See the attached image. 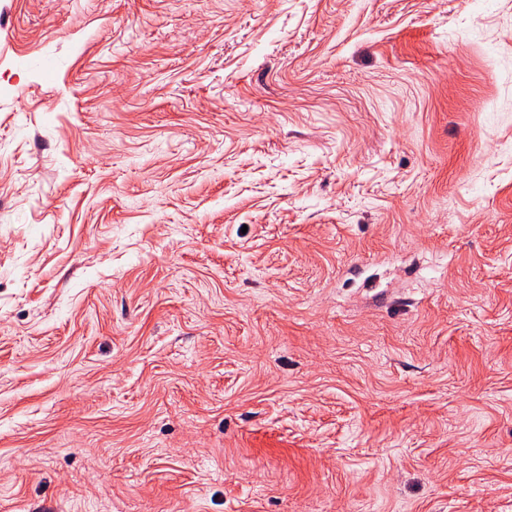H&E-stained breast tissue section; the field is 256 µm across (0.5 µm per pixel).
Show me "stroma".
Masks as SVG:
<instances>
[{
  "mask_svg": "<svg viewBox=\"0 0 512 512\" xmlns=\"http://www.w3.org/2000/svg\"><path fill=\"white\" fill-rule=\"evenodd\" d=\"M0 512H512V0H0Z\"/></svg>",
  "mask_w": 512,
  "mask_h": 512,
  "instance_id": "1",
  "label": "stroma"
}]
</instances>
